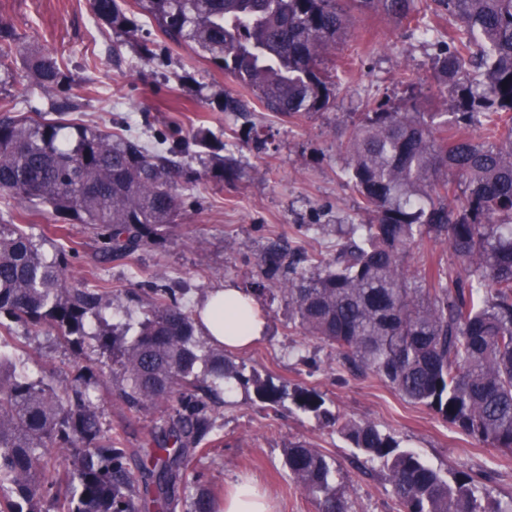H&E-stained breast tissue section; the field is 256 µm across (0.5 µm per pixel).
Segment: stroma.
Listing matches in <instances>:
<instances>
[{
  "instance_id": "obj_1",
  "label": "stroma",
  "mask_w": 512,
  "mask_h": 512,
  "mask_svg": "<svg viewBox=\"0 0 512 512\" xmlns=\"http://www.w3.org/2000/svg\"><path fill=\"white\" fill-rule=\"evenodd\" d=\"M0 22L29 44L53 51L61 68L81 85L86 104L76 113L77 122L150 148L163 137L183 149L190 179L178 186L181 216L165 230L162 243L126 259L103 258L97 236L86 225L57 222L44 205L33 210L29 231L43 241L45 253L69 248V284L110 290L106 318L113 324L137 325L155 284L181 290L190 308L217 286L249 290L264 247L276 237L303 256H334L341 242L337 226L365 219L341 177V143L351 113L363 111L369 100L399 104L411 84L420 90L423 106L444 103L432 77L433 46L385 16L353 14L345 36L324 59L325 66L348 69L330 107L292 121L256 109L253 121L272 135L268 151L235 147L240 178L231 185L218 183L205 176L192 134L205 126L220 138L241 127V117L220 109L225 94L242 92L233 78L162 38L152 19H144L135 38L113 34L95 20L89 0H0ZM144 39L154 41V55H139L137 43ZM258 306L266 320L264 335L229 357L285 395L274 405L241 390L225 399L203 450L186 462L192 489L211 492L220 506L236 482L251 481L271 498L274 512H320L318 500L297 487L284 465L288 443L306 441L332 463L334 484L350 512H399L380 462L368 460L335 426L296 406L295 392L308 388L340 420L376 425L444 477L465 471L478 478L484 495L512 496V454L457 433L378 376L349 369L336 351L289 327L288 304L279 292L268 291ZM0 350L12 354L31 379L54 386L92 369L101 426L121 434L128 468L140 471L155 416L133 415L123 406L111 353L78 357L58 342L55 331L36 333L20 324L0 329Z\"/></svg>"
}]
</instances>
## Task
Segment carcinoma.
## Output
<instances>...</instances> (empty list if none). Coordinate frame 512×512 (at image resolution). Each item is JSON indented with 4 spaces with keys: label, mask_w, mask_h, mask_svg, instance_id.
Wrapping results in <instances>:
<instances>
[{
    "label": "carcinoma",
    "mask_w": 512,
    "mask_h": 512,
    "mask_svg": "<svg viewBox=\"0 0 512 512\" xmlns=\"http://www.w3.org/2000/svg\"><path fill=\"white\" fill-rule=\"evenodd\" d=\"M448 16L437 41L434 78L444 111L416 101L376 102L353 113L345 131L347 186L368 216L349 240L312 269L288 259L277 239L264 249L255 299L277 286L288 301V323L370 371L403 398L439 414L474 441L512 450V0H434ZM159 32L231 75L263 109L296 119L329 108L343 72L321 67L346 33L352 10L376 11L427 36L422 0H135ZM97 21L132 37L135 13L126 0H91ZM62 97L48 109L13 115L0 104V193L16 213L0 221V316L30 329L51 328L77 354L112 350V374L131 414L151 411L157 425L152 468L135 477L119 435L102 430L97 382L79 377L58 389L41 385L0 354V512H138L140 492H153L156 512H213L210 494H187L181 472L208 438L224 388L253 387L277 403L281 392L246 376L224 347L197 336L193 314L159 285L150 310L131 327L91 332L112 306L97 285L74 288L63 249L51 258L20 224L27 204L90 226L113 259L160 242L181 216L176 192L182 150L151 153L136 142L74 124L82 108L74 80L45 48L27 46L0 23V86L17 71ZM223 111H255L227 94ZM478 124L475 138L461 128ZM231 144L260 150L268 134L255 123L230 130ZM193 140L213 150L206 173L231 184L236 159L203 127ZM453 173L457 179L448 178ZM445 243L454 262L406 268L412 245ZM297 406L328 422L386 471L403 512H512V498L482 503L475 478H444L419 454L369 422L339 421L313 390ZM71 451V467L52 464L55 449ZM289 476L320 500L321 512H349L336 492L326 456L305 442L285 454Z\"/></svg>",
    "instance_id": "carcinoma-1"
}]
</instances>
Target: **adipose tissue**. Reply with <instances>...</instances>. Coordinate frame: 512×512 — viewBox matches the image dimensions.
I'll use <instances>...</instances> for the list:
<instances>
[{
	"label": "adipose tissue",
	"mask_w": 512,
	"mask_h": 512,
	"mask_svg": "<svg viewBox=\"0 0 512 512\" xmlns=\"http://www.w3.org/2000/svg\"><path fill=\"white\" fill-rule=\"evenodd\" d=\"M198 327L211 343L240 349L259 339L265 320L247 293L229 285L212 289L196 311Z\"/></svg>",
	"instance_id": "ef3b65f1"
}]
</instances>
